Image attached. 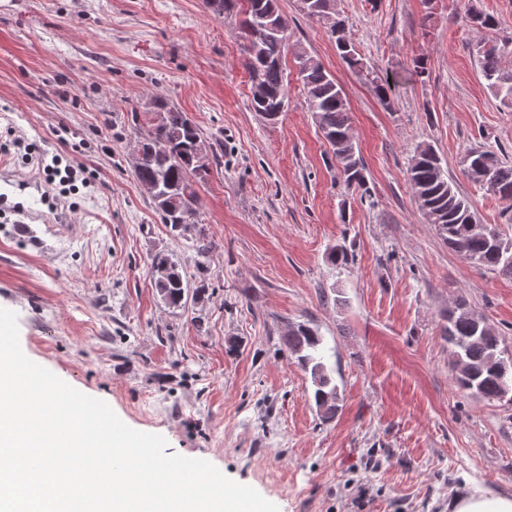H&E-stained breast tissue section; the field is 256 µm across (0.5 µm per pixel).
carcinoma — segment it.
Segmentation results:
<instances>
[{
  "instance_id": "1",
  "label": "carcinoma",
  "mask_w": 512,
  "mask_h": 512,
  "mask_svg": "<svg viewBox=\"0 0 512 512\" xmlns=\"http://www.w3.org/2000/svg\"><path fill=\"white\" fill-rule=\"evenodd\" d=\"M301 12L319 21L326 19L327 0H298ZM213 14L240 15L244 66L250 77V103L259 113L281 112L287 105L288 75L285 55L288 49V19L278 0H205ZM469 21L494 31V17L472 6ZM336 48L348 67L360 72L366 63L347 34L344 21L330 23ZM512 54V36L479 45L476 55L487 88L500 103L512 107V68L505 58ZM298 79L309 109L323 137L332 148L340 178L347 188L370 194L366 169L351 135L350 116L341 86L313 56L298 62ZM147 135L141 138L142 157L132 169L140 186H151L149 195L161 223L171 232H184L179 223L186 206L197 202L195 183L204 178L192 159V147L202 141L195 123L162 96L151 98L145 111ZM466 176L505 200L512 199V158L491 146L477 145L464 157ZM409 179L419 204L427 207L426 222L431 224L448 247L468 263L485 270L512 273V241L503 238L494 224L486 225L483 238L470 233L477 223L471 201L448 179L441 158L432 146L418 145L409 163ZM155 288L163 300L179 307L188 292L178 264L169 255L157 253L150 266ZM443 335L452 347L455 379L460 389L488 402L512 401V350L502 344L497 332L484 319L475 316L463 299L444 315ZM285 351L310 372L314 401L321 416L336 417L341 396L327 364L323 337L308 323H292L281 337Z\"/></svg>"
}]
</instances>
